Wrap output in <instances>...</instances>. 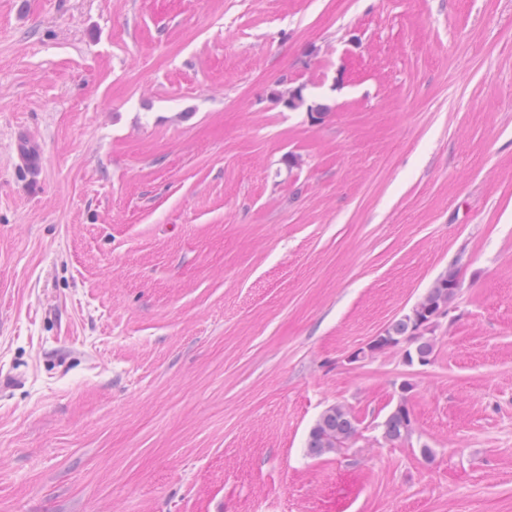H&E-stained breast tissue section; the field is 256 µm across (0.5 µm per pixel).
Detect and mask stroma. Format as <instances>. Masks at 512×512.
Wrapping results in <instances>:
<instances>
[{
    "instance_id": "35a3bbf8",
    "label": "stroma",
    "mask_w": 512,
    "mask_h": 512,
    "mask_svg": "<svg viewBox=\"0 0 512 512\" xmlns=\"http://www.w3.org/2000/svg\"><path fill=\"white\" fill-rule=\"evenodd\" d=\"M0 512H512V0H0ZM458 271L451 267L441 274L421 295L408 313L393 321L382 333L375 336L365 347L360 349L361 359L381 353L398 350L406 364L412 366L418 360L432 361L435 342L432 337L420 333L425 323H433L445 312L455 300L459 287ZM407 343L404 349L401 346ZM382 439L395 444L411 437L416 431V422L406 398H399L397 404L382 424ZM358 433L353 412L343 404L328 406L316 420L307 440L308 453L315 457L335 453Z\"/></svg>"
}]
</instances>
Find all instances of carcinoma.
<instances>
[{
    "label": "carcinoma",
    "mask_w": 512,
    "mask_h": 512,
    "mask_svg": "<svg viewBox=\"0 0 512 512\" xmlns=\"http://www.w3.org/2000/svg\"><path fill=\"white\" fill-rule=\"evenodd\" d=\"M458 271L451 267L441 274L421 295L410 311L393 321L382 333L360 349L363 357L398 350L406 364L412 366L419 360L430 361L435 352L432 337L420 333V327L435 322L448 311L455 300L459 287ZM382 439L395 444L411 437L416 422L406 395H399L395 407L382 424ZM358 433V422L353 412L343 404L328 406L316 420L307 440L308 453L315 457L335 453L342 449Z\"/></svg>",
    "instance_id": "cac0c4a2"
}]
</instances>
